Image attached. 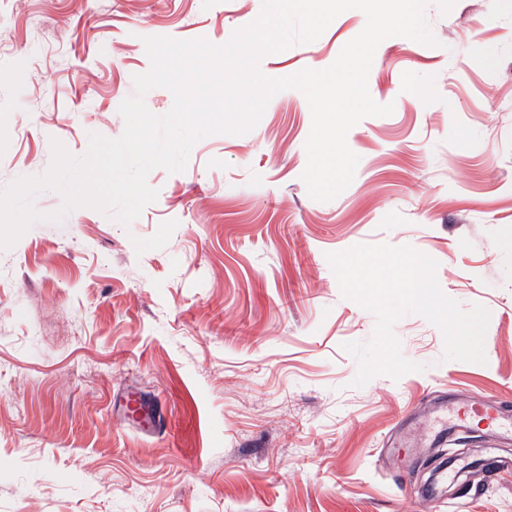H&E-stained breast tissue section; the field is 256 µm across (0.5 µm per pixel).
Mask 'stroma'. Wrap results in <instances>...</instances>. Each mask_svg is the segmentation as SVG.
Returning a JSON list of instances; mask_svg holds the SVG:
<instances>
[{
  "label": "stroma",
  "instance_id": "obj_1",
  "mask_svg": "<svg viewBox=\"0 0 512 512\" xmlns=\"http://www.w3.org/2000/svg\"><path fill=\"white\" fill-rule=\"evenodd\" d=\"M262 0H0V189L115 139L147 35L216 45ZM436 40L391 37L368 89L388 116L347 134L335 199L302 178L311 110L295 89L245 134L193 147L130 226L82 207L0 251V512H512V466L463 450L434 487L429 411L469 395L512 411V0H429ZM366 23L262 57L270 78L330 67ZM409 246L442 291L490 312L485 363L445 359L438 327H394L400 379L352 380L376 318L327 256ZM159 400L141 432L127 392Z\"/></svg>",
  "mask_w": 512,
  "mask_h": 512
}]
</instances>
